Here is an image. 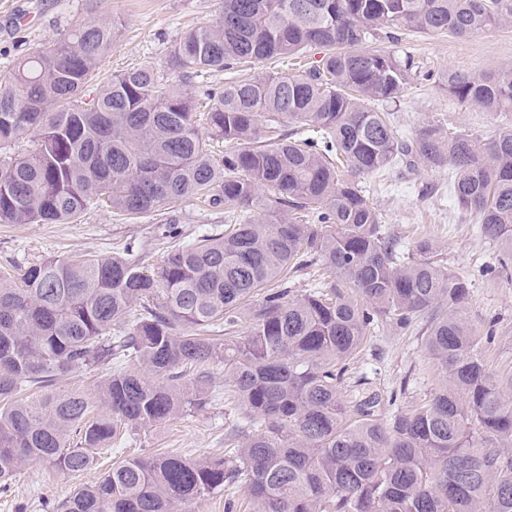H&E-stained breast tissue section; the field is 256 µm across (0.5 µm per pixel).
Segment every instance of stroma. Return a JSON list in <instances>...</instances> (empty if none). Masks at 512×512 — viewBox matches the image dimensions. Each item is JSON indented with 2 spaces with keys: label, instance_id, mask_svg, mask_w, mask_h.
<instances>
[{
  "label": "stroma",
  "instance_id": "1",
  "mask_svg": "<svg viewBox=\"0 0 512 512\" xmlns=\"http://www.w3.org/2000/svg\"><path fill=\"white\" fill-rule=\"evenodd\" d=\"M223 9L224 0H101L98 17L119 27L116 42L101 61V77H111L145 60L164 61L184 32L215 22ZM18 15L25 16L24 25H14ZM89 16L85 0H0V73L10 70L31 45L63 35ZM387 48L399 56L413 55L425 74L384 106L393 113L403 134L436 125L486 138L512 124L511 112L490 114L461 105L439 82L451 70L480 74L511 65L512 27L465 37L404 31ZM388 181L392 185L388 191L378 179L363 181L381 223L402 244L430 241L445 265L470 276L472 287L461 313L480 340L488 368L496 373L512 372V275L488 273L497 254L495 244L484 237L479 225L449 212L446 170L396 172ZM223 221V212L203 209L187 199L136 221L92 208L70 224H0V271L16 274L34 262L75 255L108 259L129 245L147 272L168 250L211 232ZM447 381L428 355L419 329L399 331L383 325L351 361L341 392L350 403L368 389L385 397L394 392L398 406L410 407L428 399ZM209 388L214 402L204 412L148 427L118 440V447L133 456L223 453L224 429L229 423L223 370H214ZM114 459L112 450H102L96 469L76 474L40 464L25 467L16 478L11 497L0 496V512H13L15 501L29 503L28 512H43L44 505L69 497L108 471Z\"/></svg>",
  "mask_w": 512,
  "mask_h": 512
}]
</instances>
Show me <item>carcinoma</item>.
I'll use <instances>...</instances> for the list:
<instances>
[{
	"label": "carcinoma",
	"mask_w": 512,
	"mask_h": 512,
	"mask_svg": "<svg viewBox=\"0 0 512 512\" xmlns=\"http://www.w3.org/2000/svg\"><path fill=\"white\" fill-rule=\"evenodd\" d=\"M511 26L512 0H224L163 63L143 61L91 96L112 21L30 48L0 78V224H68L101 201L135 219L197 199L224 210V232L179 245L147 274L128 251L0 278V494L25 466L90 471L118 434L204 410L221 367L237 412L224 455L120 458L52 512H186L234 488L251 512H512V381L487 368L461 315L470 282L429 241L404 249L362 187L394 168L448 170L450 208L497 244L489 271L512 268V126L486 139L437 126L401 136L370 107L419 74L374 41ZM312 48L321 59L296 75L208 93L201 120L226 145L215 158L194 78ZM441 83L462 105L512 112V66ZM24 136L35 149L8 153ZM316 265L362 303L317 285L293 295L288 283ZM420 318L448 383L387 416L376 391L348 405L347 361L379 325ZM88 367L106 370L93 419L89 397L54 388Z\"/></svg>",
	"instance_id": "cac0c4a2"
}]
</instances>
